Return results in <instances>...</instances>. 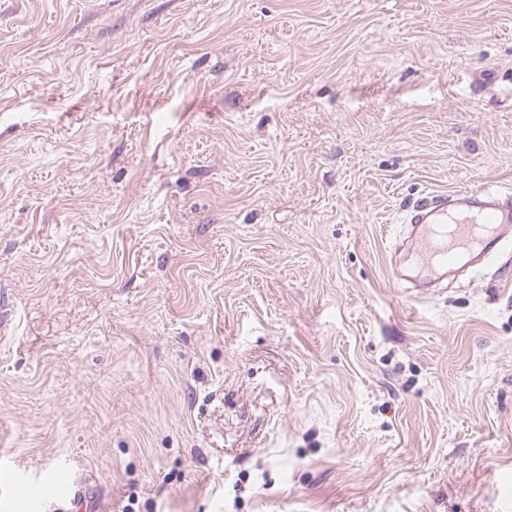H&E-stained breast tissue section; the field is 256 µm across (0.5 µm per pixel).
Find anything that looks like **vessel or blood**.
<instances>
[{"label": "vessel or blood", "mask_w": 512, "mask_h": 512, "mask_svg": "<svg viewBox=\"0 0 512 512\" xmlns=\"http://www.w3.org/2000/svg\"><path fill=\"white\" fill-rule=\"evenodd\" d=\"M393 244L412 268L422 272L454 269L462 260L482 262L498 255L512 239V192L481 185L452 193L431 192L414 199ZM43 489L30 493V512L65 502L80 506L79 484L69 470L44 471Z\"/></svg>", "instance_id": "obj_1"}]
</instances>
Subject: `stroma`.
<instances>
[{"label":"stroma","mask_w":512,"mask_h":512,"mask_svg":"<svg viewBox=\"0 0 512 512\" xmlns=\"http://www.w3.org/2000/svg\"><path fill=\"white\" fill-rule=\"evenodd\" d=\"M484 183L512 0H0V506L512 512V276L387 250ZM44 493L31 492L28 496V506L31 512L57 511L49 509L48 504L55 505L57 502H66L75 508H81L82 496L79 483L73 474L66 469L51 467L47 468L42 477Z\"/></svg>","instance_id":"1"}]
</instances>
